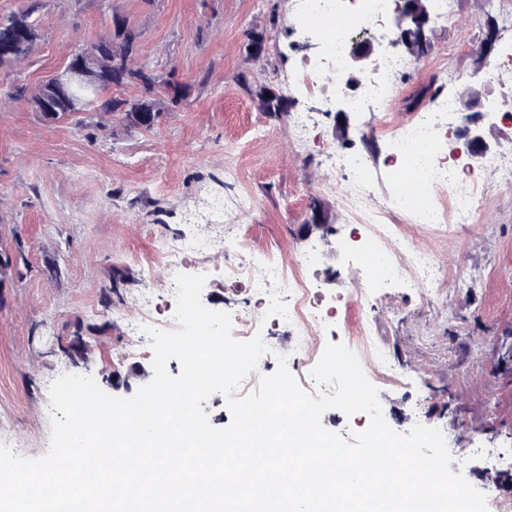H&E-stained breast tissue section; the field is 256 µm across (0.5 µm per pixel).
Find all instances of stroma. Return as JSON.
<instances>
[{"mask_svg": "<svg viewBox=\"0 0 512 512\" xmlns=\"http://www.w3.org/2000/svg\"><path fill=\"white\" fill-rule=\"evenodd\" d=\"M32 7L40 37L0 84L26 94L0 106V249L16 268L0 307V443L39 457L50 445L51 383L60 375L93 376L119 397L139 388L133 374L150 368L149 344L134 346V326L175 328V276L164 245L194 243L183 267L207 274L202 292L212 310H249L269 348L256 371L273 374L278 356L289 368L327 344L356 348L355 323L367 316L395 376L374 357L360 361L378 389L387 424L400 433L415 423L439 428L462 472L488 496L489 512L512 502V181L486 180L470 223L446 236L404 223L425 246L441 282L428 290L414 269L388 288L371 290L359 242L368 228L352 223L345 178L327 151L339 148L335 112L305 87L289 89L301 61L318 63V38H304L295 0H0V18ZM140 34L137 63H161L164 76L186 85L178 103L162 100L152 130L118 116L84 113L43 122L31 95L75 51L112 33L113 17ZM497 49L512 44V13L494 0H451L447 22L430 20L429 54L408 63L385 112L350 116L349 142L367 161L365 205L390 197V140L431 110L418 92L443 81L456 95L480 87L485 99L512 85L475 72L488 29ZM269 37L261 58L247 35ZM247 84H240L239 75ZM282 95L287 112L258 109L255 92ZM310 115L296 141V113ZM320 202L330 233L306 230ZM299 270L323 298V327L311 332L267 316L265 289L249 278L226 280L239 256ZM83 338L81 358L68 348Z\"/></svg>", "mask_w": 512, "mask_h": 512, "instance_id": "1", "label": "stroma"}]
</instances>
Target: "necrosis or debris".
Listing matches in <instances>:
<instances>
[{"mask_svg": "<svg viewBox=\"0 0 512 512\" xmlns=\"http://www.w3.org/2000/svg\"><path fill=\"white\" fill-rule=\"evenodd\" d=\"M296 2L302 17L320 19L327 16L333 20V27L322 40L326 51L323 62L340 71L346 68L350 45L355 35L391 21L389 0H357L358 7L352 12L344 10L343 0ZM405 68V63L395 53H381L373 59L358 90H349L340 82L336 85L334 95L341 100L345 109L352 112L363 111L369 104L387 107ZM456 112L452 98L438 96L434 112L403 128L393 137L392 160L398 163L403 181H421L445 188L448 191L447 203L442 204L432 199L423 204L418 203L415 198L406 194L401 184L394 187L387 211H368L363 201L370 175L366 160L354 154L335 153L331 156L332 162L349 174L345 195L354 213L361 223L370 227L364 247L368 253L380 255L382 258L383 271L376 280L377 285L385 286L398 281L404 268L408 266L418 268L430 284L434 285L439 281L429 252L418 244L403 239L401 225L392 221L394 214H402L413 223L441 232L447 229V214H454L456 220L462 224L468 223L471 218L473 199L479 189L478 182L464 178V170L457 163L431 159L420 151L421 144L433 140L436 130L447 126ZM393 239L400 240L399 251H385L386 242ZM243 274L248 275L261 288L274 283L287 286L290 320L303 319L305 314L313 313L315 307L321 304L320 299L297 275L288 274L275 262L253 264L244 269L230 267L224 271V276L228 279H235Z\"/></svg>", "mask_w": 512, "mask_h": 512, "instance_id": "obj_1", "label": "necrosis or debris"}]
</instances>
